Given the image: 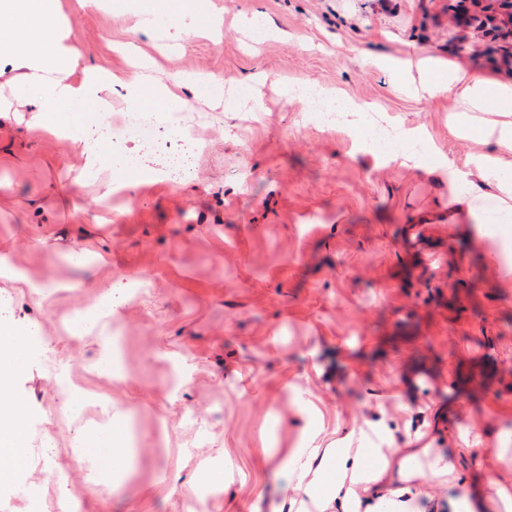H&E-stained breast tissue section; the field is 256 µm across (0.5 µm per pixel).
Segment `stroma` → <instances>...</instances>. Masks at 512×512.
Instances as JSON below:
<instances>
[{"instance_id":"1","label":"stroma","mask_w":512,"mask_h":512,"mask_svg":"<svg viewBox=\"0 0 512 512\" xmlns=\"http://www.w3.org/2000/svg\"><path fill=\"white\" fill-rule=\"evenodd\" d=\"M123 2L107 14L60 0L84 63L126 70L112 45L131 41L167 82L258 79L260 95L232 113L183 92L186 121L208 144L195 171L127 194L108 224L94 217L119 169L80 176V145L0 127V182L11 186L0 191V248L29 282L0 277V298L45 340L14 384L36 415L24 478L71 512H187L192 496L200 512H278L287 481L276 468L290 449L376 438L443 454L472 490L512 480V280L474 250L468 222L449 223L442 171L488 145L450 133L453 97L400 95L403 73L369 62L421 52L483 73L488 39L469 26L449 52L451 0H213L221 33L184 36L177 50L167 33H139L131 12L162 7L175 19L194 0ZM255 12L267 35L245 25ZM300 82L424 130L430 152L403 165L311 124L306 103L279 91ZM47 281L55 292L32 294ZM115 282L122 305L104 335L75 334L71 312ZM57 363L91 397L83 416H52ZM99 398L126 434L114 469L74 454ZM496 448L507 454L494 467ZM212 469L223 483L204 480Z\"/></svg>"}]
</instances>
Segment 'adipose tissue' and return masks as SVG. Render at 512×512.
Segmentation results:
<instances>
[{"instance_id": "obj_1", "label": "adipose tissue", "mask_w": 512, "mask_h": 512, "mask_svg": "<svg viewBox=\"0 0 512 512\" xmlns=\"http://www.w3.org/2000/svg\"><path fill=\"white\" fill-rule=\"evenodd\" d=\"M58 0H0V16L10 20L0 28V56L18 70L12 101L0 102L31 114L33 137L50 135L70 141L73 130L63 117L72 106L93 104L109 111L113 98H125L139 83L137 74L102 72L81 64L56 23ZM376 65L394 70L416 68L404 91L424 99L453 96L458 112L456 130L491 141L494 152L473 156L465 168L445 164L448 192L458 212L474 221L481 250L512 273V235L502 224L485 220L481 212L482 184L496 186L498 211L512 217V84L479 72H462L433 57L402 61L377 56ZM497 107L501 117L485 120L483 111ZM31 354L30 334L13 318L0 314V482L8 483L29 459L28 435L33 413L13 390L15 377ZM421 449L394 456L389 448H295L279 463L292 491L288 512H307L308 506L335 507L336 512H408L431 484L451 482L453 466L436 456L421 469ZM456 512H512V482H494L489 491L460 490Z\"/></svg>"}]
</instances>
